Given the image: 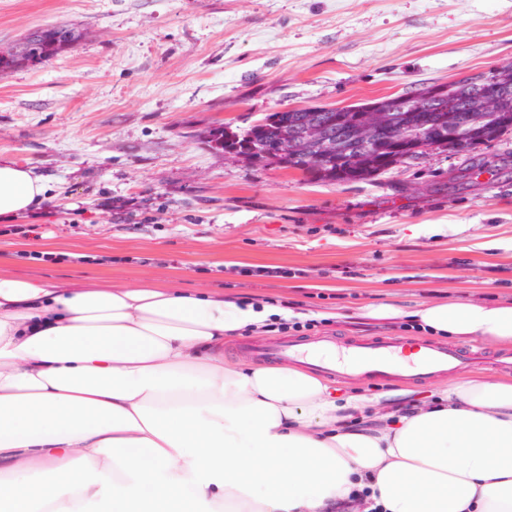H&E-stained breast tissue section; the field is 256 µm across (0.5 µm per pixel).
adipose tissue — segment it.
I'll return each mask as SVG.
<instances>
[{
  "mask_svg": "<svg viewBox=\"0 0 512 512\" xmlns=\"http://www.w3.org/2000/svg\"><path fill=\"white\" fill-rule=\"evenodd\" d=\"M46 187L0 158V220ZM278 306L162 285L0 274V512H512V379L480 374L407 413L337 401L299 366L224 359ZM430 333L512 344V305L443 302Z\"/></svg>",
  "mask_w": 512,
  "mask_h": 512,
  "instance_id": "1",
  "label": "adipose tissue"
}]
</instances>
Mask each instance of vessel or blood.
<instances>
[{"instance_id": "vessel-or-blood-1", "label": "vessel or blood", "mask_w": 512, "mask_h": 512, "mask_svg": "<svg viewBox=\"0 0 512 512\" xmlns=\"http://www.w3.org/2000/svg\"><path fill=\"white\" fill-rule=\"evenodd\" d=\"M403 341L395 339H376L361 341L349 346L347 360L333 358L317 359L322 369L336 373L359 371L366 375L382 377L426 378L436 372L461 366L467 358L466 352L457 348L418 344L420 357L412 364H393L390 356L393 351L404 349Z\"/></svg>"}]
</instances>
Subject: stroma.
Masks as SVG:
<instances>
[{"instance_id": "35a3bbf8", "label": "stroma", "mask_w": 512, "mask_h": 512, "mask_svg": "<svg viewBox=\"0 0 512 512\" xmlns=\"http://www.w3.org/2000/svg\"><path fill=\"white\" fill-rule=\"evenodd\" d=\"M64 23L50 61L0 75V157L47 187L39 211L0 222V273L37 281L205 289L269 299L311 330L236 336L251 362L276 341L337 351L401 332L393 304L512 302V133L480 166L429 150L372 181L341 184L230 158L222 123L345 107L447 83L512 58V0H0V49ZM424 380L337 378L339 397L431 402L440 381L512 374V346Z\"/></svg>"}]
</instances>
